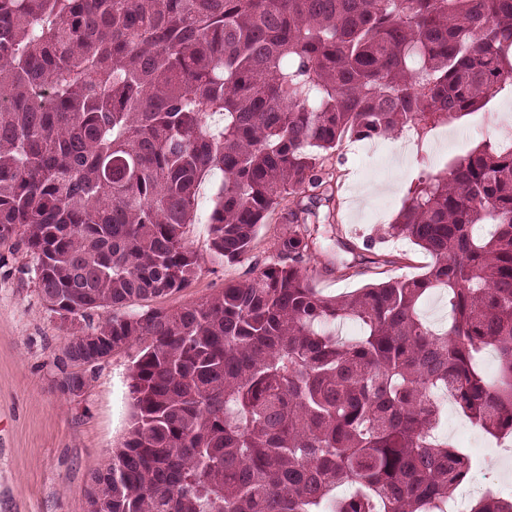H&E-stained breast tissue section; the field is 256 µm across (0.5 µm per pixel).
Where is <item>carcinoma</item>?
Here are the masks:
<instances>
[{
    "mask_svg": "<svg viewBox=\"0 0 512 512\" xmlns=\"http://www.w3.org/2000/svg\"><path fill=\"white\" fill-rule=\"evenodd\" d=\"M510 78L512 0H0V241L22 231L52 312L110 307L98 335L140 346L132 428L93 477L110 512H448L471 460L434 392L512 434V138L409 186L385 235L431 257L417 278L324 296L291 230L205 301L117 310L190 285L212 173V250L240 262L344 138L419 136Z\"/></svg>",
    "mask_w": 512,
    "mask_h": 512,
    "instance_id": "carcinoma-1",
    "label": "carcinoma"
}]
</instances>
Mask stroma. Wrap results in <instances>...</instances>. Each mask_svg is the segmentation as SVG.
<instances>
[{"label": "stroma", "mask_w": 512, "mask_h": 512, "mask_svg": "<svg viewBox=\"0 0 512 512\" xmlns=\"http://www.w3.org/2000/svg\"><path fill=\"white\" fill-rule=\"evenodd\" d=\"M504 136L512 137V82L486 107L428 128L421 150L405 149L403 137L394 136L376 146L347 139L328 152L323 175L331 188L317 204L318 223L309 227L314 287L335 296L424 274L429 256L409 241L385 238V225L420 176L444 171L482 140ZM218 186L215 176L202 182L195 221L186 227V244L200 258L191 284L137 301L132 311L205 300L275 260L288 230L277 211L260 225L245 259H213L209 216ZM36 268V256L19 239L0 242V512H87L92 476L108 467L131 426L130 371L139 348L114 351L96 365L83 394L64 395L59 358L71 327L45 307ZM448 415L447 435L457 448L497 449V440L457 408Z\"/></svg>", "instance_id": "stroma-1"}]
</instances>
